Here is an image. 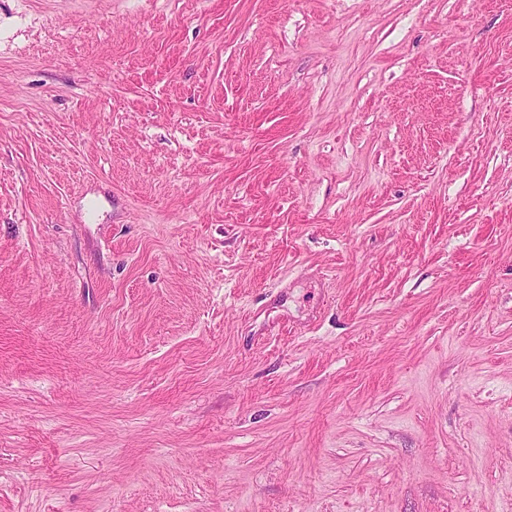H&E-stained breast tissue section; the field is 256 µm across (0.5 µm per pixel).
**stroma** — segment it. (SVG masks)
I'll list each match as a JSON object with an SVG mask.
<instances>
[{"instance_id": "1", "label": "stroma", "mask_w": 512, "mask_h": 512, "mask_svg": "<svg viewBox=\"0 0 512 512\" xmlns=\"http://www.w3.org/2000/svg\"><path fill=\"white\" fill-rule=\"evenodd\" d=\"M0 512H512V0H0Z\"/></svg>"}]
</instances>
